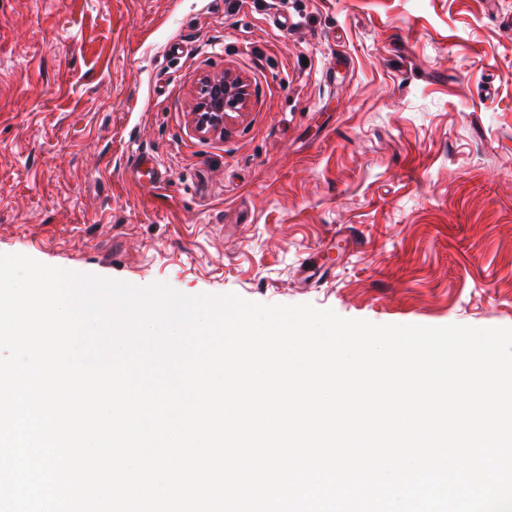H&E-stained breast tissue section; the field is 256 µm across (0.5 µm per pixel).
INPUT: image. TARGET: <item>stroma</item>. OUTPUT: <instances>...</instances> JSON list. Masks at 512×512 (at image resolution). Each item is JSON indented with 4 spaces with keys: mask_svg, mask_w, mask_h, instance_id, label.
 <instances>
[{
    "mask_svg": "<svg viewBox=\"0 0 512 512\" xmlns=\"http://www.w3.org/2000/svg\"><path fill=\"white\" fill-rule=\"evenodd\" d=\"M227 70L247 107L199 136ZM0 253L512 327V0H0ZM247 98L242 78L230 72L205 77L189 113L194 130L202 136L223 134L224 125L232 114L242 113Z\"/></svg>",
    "mask_w": 512,
    "mask_h": 512,
    "instance_id": "obj_1",
    "label": "stroma"
}]
</instances>
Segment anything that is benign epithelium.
Here are the masks:
<instances>
[{
  "label": "benign epithelium",
  "mask_w": 512,
  "mask_h": 512,
  "mask_svg": "<svg viewBox=\"0 0 512 512\" xmlns=\"http://www.w3.org/2000/svg\"><path fill=\"white\" fill-rule=\"evenodd\" d=\"M248 89L244 80L230 72L203 79L196 97L190 122L202 136L224 133V125L232 114H240L246 106Z\"/></svg>",
  "instance_id": "1"
}]
</instances>
